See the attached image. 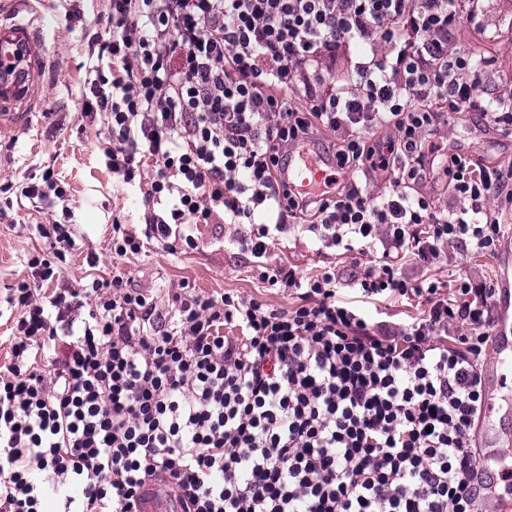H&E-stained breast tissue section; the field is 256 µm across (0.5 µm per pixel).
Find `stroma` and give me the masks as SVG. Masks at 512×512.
<instances>
[{
	"label": "stroma",
	"instance_id": "35a3bbf8",
	"mask_svg": "<svg viewBox=\"0 0 512 512\" xmlns=\"http://www.w3.org/2000/svg\"><path fill=\"white\" fill-rule=\"evenodd\" d=\"M109 6V0H38L36 4L50 60L46 110L32 128L19 131L13 139H0V200L7 204L0 216V306L12 288L27 279L28 259L39 253L52 254L56 223L69 224L74 240L73 246L65 248L60 264L63 282L79 285L92 272L108 280L118 268L126 272L130 287L149 296L188 285L207 295L230 293L261 297L280 309L293 306L294 296L266 288L251 258L231 246L238 231L234 224L193 225L191 232L198 243L194 249L170 252L154 247L122 258L112 254L113 222L143 229L144 206L138 187L113 178L100 157L98 144L107 136L104 125L83 115L84 91L98 64L91 42L105 28ZM478 9L477 20L459 19L448 50L477 49L485 91L512 98V0H480ZM433 138L483 166L512 163V135L480 120L467 107L434 131ZM48 172L66 188L69 213L16 201L14 193L5 190L11 183H41ZM486 206L506 226L495 250L474 253L452 247L447 259L429 266L409 257L401 262L403 275L413 281L431 279L448 296L463 276L498 283L501 259L512 246V207L495 195ZM92 254L99 258L93 270L86 262ZM378 256L375 250L358 255L321 249L305 232L295 230L275 245L267 262L273 267H294L303 277L336 269L342 297L353 301L357 294L349 286L352 276L360 265Z\"/></svg>",
	"mask_w": 512,
	"mask_h": 512
}]
</instances>
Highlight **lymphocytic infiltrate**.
I'll use <instances>...</instances> for the list:
<instances>
[{
	"mask_svg": "<svg viewBox=\"0 0 512 512\" xmlns=\"http://www.w3.org/2000/svg\"><path fill=\"white\" fill-rule=\"evenodd\" d=\"M461 10L110 0L97 57L112 70L91 81L90 109L108 130L106 166L147 206L144 232L113 224V254L195 248L190 223L246 224L239 246L298 302L186 286L160 305L117 271L60 284L55 263L33 256L0 364V512H135L148 481L184 512H479L471 439L496 288L461 280L450 297L398 273L405 257L431 265L455 242L492 250L504 231L485 203L512 205V166L478 168L428 137L465 106L512 130V104H482L471 55L448 51ZM353 45L357 79L337 85L322 62ZM297 86L310 95L293 108L283 93ZM327 130L349 179L330 197L280 199L290 147ZM356 172L386 174L387 194L374 198ZM438 173L466 208L417 192ZM294 223L328 248L382 246L357 294L423 296L428 309L381 321L340 299L335 272L265 268ZM228 324L240 335H224Z\"/></svg>",
	"mask_w": 512,
	"mask_h": 512,
	"instance_id": "obj_1",
	"label": "lymphocytic infiltrate"
}]
</instances>
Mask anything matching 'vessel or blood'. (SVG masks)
<instances>
[{
  "mask_svg": "<svg viewBox=\"0 0 512 512\" xmlns=\"http://www.w3.org/2000/svg\"><path fill=\"white\" fill-rule=\"evenodd\" d=\"M48 55L45 33L34 18L13 13L0 17V137L32 126L44 110ZM333 160L310 145L297 147L288 158L290 187L311 190L333 182ZM496 321L491 344L495 361L484 373L485 401L473 430V444L484 461L472 477L481 512H512V495L498 493L499 483L512 485V464L500 455L512 444V391L502 385L512 371V279L501 277L495 301ZM138 512H183L175 498L145 496Z\"/></svg>",
  "mask_w": 512,
  "mask_h": 512,
  "instance_id": "vessel-or-blood-1",
  "label": "vessel or blood"
}]
</instances>
